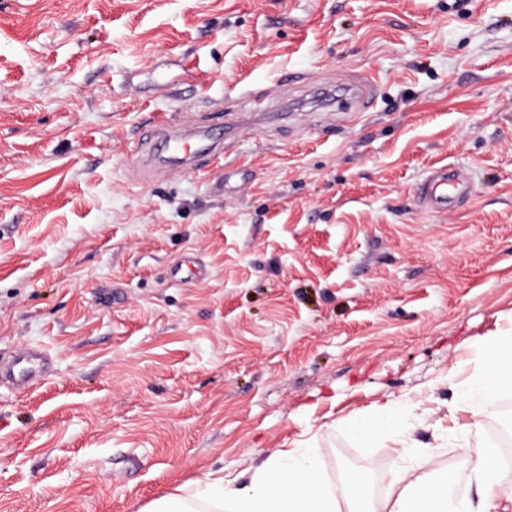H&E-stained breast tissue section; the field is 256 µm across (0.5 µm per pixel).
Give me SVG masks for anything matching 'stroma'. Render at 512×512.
<instances>
[{
  "instance_id": "35a3bbf8",
  "label": "stroma",
  "mask_w": 512,
  "mask_h": 512,
  "mask_svg": "<svg viewBox=\"0 0 512 512\" xmlns=\"http://www.w3.org/2000/svg\"><path fill=\"white\" fill-rule=\"evenodd\" d=\"M234 116L139 167L157 120ZM510 327L512 0H0V364L49 361L0 383V512H140L306 439L381 497L404 457L343 424L391 403L465 468L458 391ZM158 135H160L169 153V158L172 161H179L184 156H197L203 153L213 152L217 145L216 140L210 134H202L191 137L194 140V147L190 145V138L176 133L168 132V126L165 121L161 120L157 123ZM463 180L459 174L448 170V165L433 168L420 189V198L433 210H446L462 192ZM47 358L40 350L28 349L18 355L12 363L4 369L0 367V380L3 374L6 379L18 387L25 386L33 376L45 369Z\"/></svg>"
}]
</instances>
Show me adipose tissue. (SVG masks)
Returning <instances> with one entry per match:
<instances>
[{"instance_id":"1","label":"adipose tissue","mask_w":512,"mask_h":512,"mask_svg":"<svg viewBox=\"0 0 512 512\" xmlns=\"http://www.w3.org/2000/svg\"><path fill=\"white\" fill-rule=\"evenodd\" d=\"M480 361L473 380L458 399L461 411L473 416L466 425L461 448L468 473L438 467L425 452L408 467L392 473L385 496L370 498V483L361 473L346 475L340 484L328 482L310 449L294 447L270 454L253 472L250 482L238 486L221 472H208L194 482L190 495H171L142 512H512V493L498 479V460L492 446H472L480 426L475 418L503 391L512 389V330L497 331L478 344ZM407 411L386 407L382 417L351 424L348 435L370 443L390 432L405 433ZM469 479L475 495L450 498L453 483Z\"/></svg>"}]
</instances>
